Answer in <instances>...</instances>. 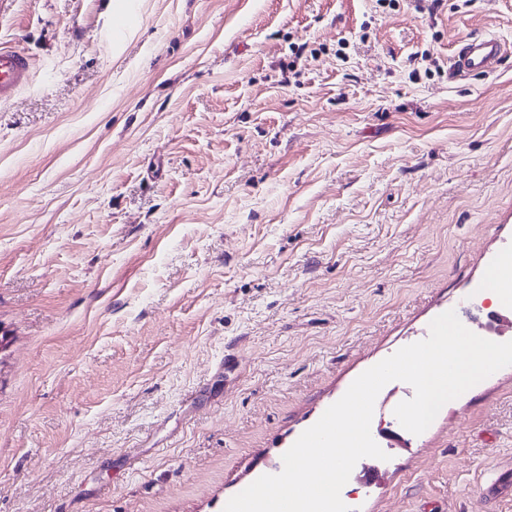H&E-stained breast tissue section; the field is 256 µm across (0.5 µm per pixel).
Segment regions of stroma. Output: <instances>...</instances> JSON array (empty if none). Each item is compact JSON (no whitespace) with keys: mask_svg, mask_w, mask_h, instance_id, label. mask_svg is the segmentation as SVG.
<instances>
[{"mask_svg":"<svg viewBox=\"0 0 512 512\" xmlns=\"http://www.w3.org/2000/svg\"><path fill=\"white\" fill-rule=\"evenodd\" d=\"M0 0V512H223L365 370L512 252V0ZM493 73L451 80L466 39ZM346 59H339L338 49ZM387 460L356 512L494 510L512 366ZM503 56L502 43L493 36L467 40L455 54L449 68V78L455 79L471 73H492ZM30 77L29 58L20 50L0 47V101L12 98Z\"/></svg>","mask_w":512,"mask_h":512,"instance_id":"obj_1","label":"stroma"}]
</instances>
